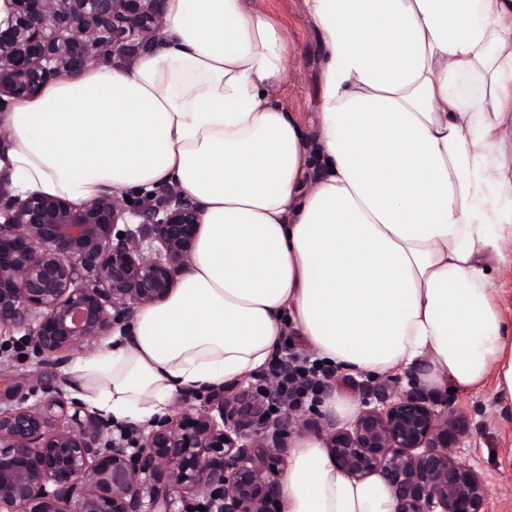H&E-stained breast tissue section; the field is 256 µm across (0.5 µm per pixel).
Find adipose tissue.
<instances>
[{
    "label": "adipose tissue",
    "instance_id": "obj_1",
    "mask_svg": "<svg viewBox=\"0 0 512 512\" xmlns=\"http://www.w3.org/2000/svg\"><path fill=\"white\" fill-rule=\"evenodd\" d=\"M323 49L314 138L273 99L282 32L253 0H167L159 42L0 113V179L75 203L176 184L201 210L168 297L69 369L145 428L263 369L287 332L331 365L512 397V0H304ZM295 436L284 512H395ZM492 286L495 289L502 309L508 321H512V269H502L495 272L492 278Z\"/></svg>",
    "mask_w": 512,
    "mask_h": 512
}]
</instances>
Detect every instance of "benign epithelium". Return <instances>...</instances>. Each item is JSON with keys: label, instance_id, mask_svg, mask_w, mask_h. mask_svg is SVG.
Here are the masks:
<instances>
[{"label": "benign epithelium", "instance_id": "obj_1", "mask_svg": "<svg viewBox=\"0 0 512 512\" xmlns=\"http://www.w3.org/2000/svg\"><path fill=\"white\" fill-rule=\"evenodd\" d=\"M0 109L36 96L62 73L148 46L163 0H4ZM200 211L175 187L76 206L21 199L0 184V332L57 366L134 311L164 300L187 269ZM48 407L0 406V512H274L288 437L301 426L278 387L239 390L185 406L140 433L136 447L111 423L48 383ZM458 421L417 391L373 390L348 429L326 438L347 474H382L397 512H487L483 476L458 456Z\"/></svg>", "mask_w": 512, "mask_h": 512}]
</instances>
